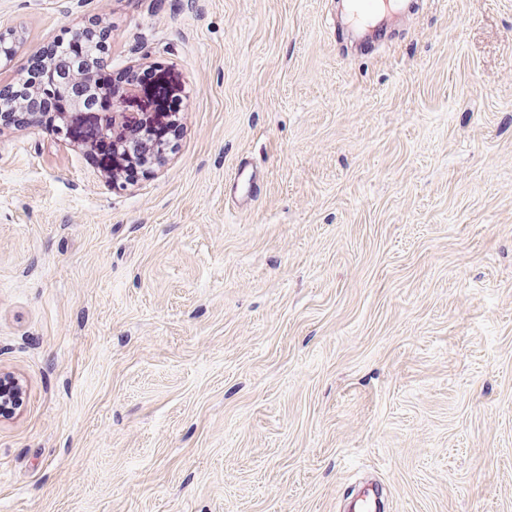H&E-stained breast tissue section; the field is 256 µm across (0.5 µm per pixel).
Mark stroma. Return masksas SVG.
Returning a JSON list of instances; mask_svg holds the SVG:
<instances>
[{
	"mask_svg": "<svg viewBox=\"0 0 512 512\" xmlns=\"http://www.w3.org/2000/svg\"><path fill=\"white\" fill-rule=\"evenodd\" d=\"M185 87L124 187L0 130V512H512V0H0V86L64 32ZM264 174L251 208L225 182ZM25 388L22 381L13 375L2 376L0 372V413L11 415L23 403Z\"/></svg>",
	"mask_w": 512,
	"mask_h": 512,
	"instance_id": "35a3bbf8",
	"label": "stroma"
}]
</instances>
